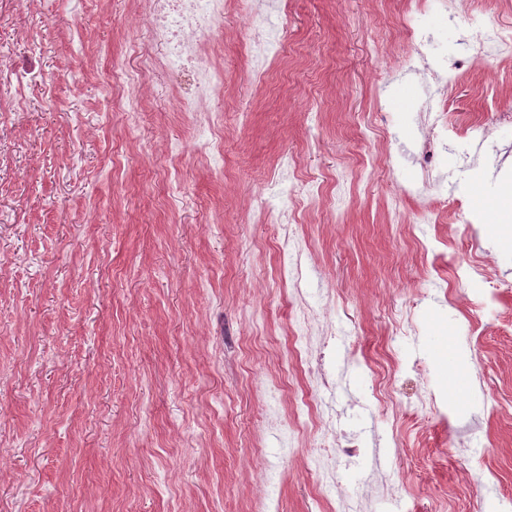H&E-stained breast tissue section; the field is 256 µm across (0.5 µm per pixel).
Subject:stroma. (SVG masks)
I'll return each mask as SVG.
<instances>
[{
  "mask_svg": "<svg viewBox=\"0 0 512 512\" xmlns=\"http://www.w3.org/2000/svg\"><path fill=\"white\" fill-rule=\"evenodd\" d=\"M131 0H38L0 15V59L40 58L48 81L0 73V512H310L315 478L288 431L267 430L306 384L281 353L295 323L278 291L277 249L305 240L304 290L333 336L322 367L338 436L358 445L339 480L374 472L370 512H512V61L475 59L465 9L430 0H294L257 19L283 48L256 87L224 17L225 92L216 153L167 156L203 129L167 78L114 109L113 61L144 45ZM427 40V65L410 61ZM443 84L489 132L429 127ZM249 115L236 114L238 102ZM345 180L307 208L274 178ZM430 180L447 211L420 221L411 186ZM271 181L296 210L259 223ZM427 254H420L419 242ZM488 297L467 301L470 266ZM446 336L442 347L429 336ZM441 395L442 414L422 401ZM472 430L466 455L449 435Z\"/></svg>",
  "mask_w": 512,
  "mask_h": 512,
  "instance_id": "obj_1",
  "label": "stroma"
}]
</instances>
